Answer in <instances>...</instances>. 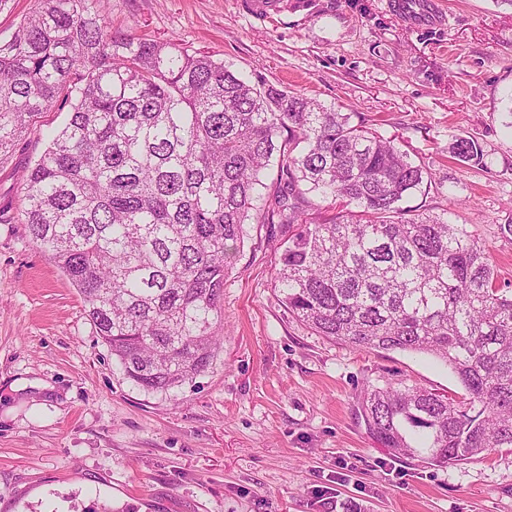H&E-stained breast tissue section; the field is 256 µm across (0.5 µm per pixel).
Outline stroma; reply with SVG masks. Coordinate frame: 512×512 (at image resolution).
<instances>
[{"mask_svg": "<svg viewBox=\"0 0 512 512\" xmlns=\"http://www.w3.org/2000/svg\"><path fill=\"white\" fill-rule=\"evenodd\" d=\"M388 0H308L267 20L239 0H99L134 27L237 75L314 97L395 138L432 176L409 198L467 228L512 285V8L442 0L440 29ZM67 112L0 159V512H512V448L448 467L399 459L367 432L366 384L448 396L426 354L359 350L315 334L277 298V224L247 225L224 280L223 350L176 399L114 365L77 289L31 241L20 175ZM477 139L485 163L449 152Z\"/></svg>", "mask_w": 512, "mask_h": 512, "instance_id": "1", "label": "stroma"}]
</instances>
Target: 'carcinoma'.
Masks as SVG:
<instances>
[{"label": "carcinoma", "mask_w": 512, "mask_h": 512, "mask_svg": "<svg viewBox=\"0 0 512 512\" xmlns=\"http://www.w3.org/2000/svg\"><path fill=\"white\" fill-rule=\"evenodd\" d=\"M97 3L41 0L0 42V157L69 108L22 175L24 221L124 378L171 398L213 368L245 226L282 224L274 291L290 312L356 349L431 354L461 384L366 385L374 439L438 467L512 448V288L465 228L401 207L431 174L334 106L112 32ZM451 153L485 166L471 138Z\"/></svg>", "instance_id": "cac0c4a2"}]
</instances>
